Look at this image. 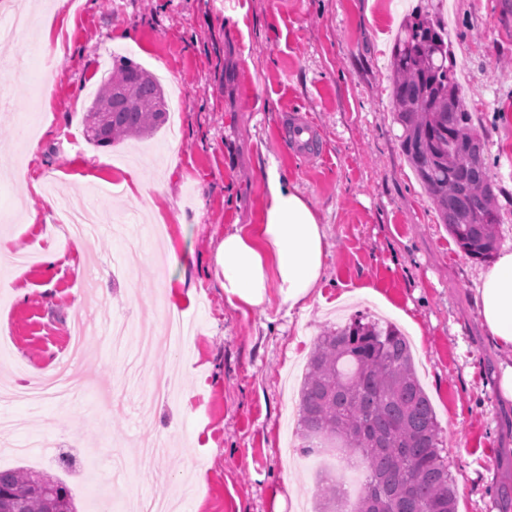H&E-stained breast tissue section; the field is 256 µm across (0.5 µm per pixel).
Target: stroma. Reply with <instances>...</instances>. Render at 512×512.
<instances>
[{"label": "stroma", "instance_id": "stroma-1", "mask_svg": "<svg viewBox=\"0 0 512 512\" xmlns=\"http://www.w3.org/2000/svg\"><path fill=\"white\" fill-rule=\"evenodd\" d=\"M40 57L18 41L0 51V147L30 178L51 181L70 202L92 200L109 218L74 265L44 261L71 237L62 215L41 208L0 175V239L38 263L0 287V377L14 364L50 372L75 319L89 332L69 406L1 403L14 422L0 434V468L62 479L78 512L100 495L166 493L173 512H314L317 471L334 451L300 455L298 390L322 330L361 314L410 339L439 424L458 512H512V407L499 403L503 356L471 301L484 263L466 257L441 224L403 156L390 97L393 38L402 0H40ZM451 30L449 59L466 79L473 131L490 172L512 167V0H429ZM127 56L166 69L169 97L184 101L178 135L97 148L83 116ZM309 120L313 150L284 134ZM275 164L312 203L329 242L323 297L287 312L224 300L215 250L233 225L259 223L256 175ZM157 184L132 201L135 180ZM126 190L113 192L112 181ZM40 219L26 227V212ZM175 262L157 261L164 248ZM370 284L378 299L351 297ZM140 311L162 324L170 307L192 325L182 347L116 353L96 306ZM180 386L177 402L137 414L155 372ZM141 441L173 446L165 459L132 455Z\"/></svg>", "mask_w": 512, "mask_h": 512}]
</instances>
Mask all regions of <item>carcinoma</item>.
<instances>
[{"label":"carcinoma","instance_id":"cac0c4a2","mask_svg":"<svg viewBox=\"0 0 512 512\" xmlns=\"http://www.w3.org/2000/svg\"><path fill=\"white\" fill-rule=\"evenodd\" d=\"M391 97L400 149L466 256L499 245L494 183L471 113L448 63V30L417 8L395 39ZM157 78L126 57L113 60L83 119L95 147L154 135L168 120ZM300 451L346 452L365 468L361 495L344 509L345 488L326 483L316 512H457L441 455L438 422L410 346L391 323L354 315L318 336L301 387ZM0 512H77L70 488L30 469H0Z\"/></svg>","mask_w":512,"mask_h":512}]
</instances>
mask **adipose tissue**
<instances>
[{
	"label": "adipose tissue",
	"instance_id": "adipose-tissue-1",
	"mask_svg": "<svg viewBox=\"0 0 512 512\" xmlns=\"http://www.w3.org/2000/svg\"><path fill=\"white\" fill-rule=\"evenodd\" d=\"M265 197L259 224L225 231L215 255L224 299L235 308H261L270 292L283 307H306L321 295L327 241L322 224L297 186L276 168L261 170ZM473 302L487 336L512 354V251L480 273Z\"/></svg>",
	"mask_w": 512,
	"mask_h": 512
}]
</instances>
